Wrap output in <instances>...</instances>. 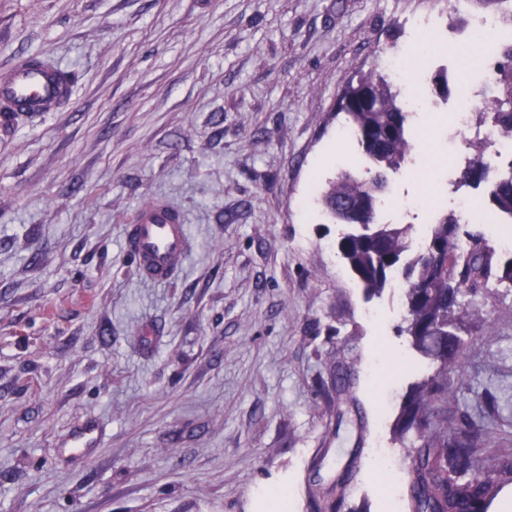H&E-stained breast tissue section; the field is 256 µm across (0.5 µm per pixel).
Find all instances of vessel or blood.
Wrapping results in <instances>:
<instances>
[{"mask_svg":"<svg viewBox=\"0 0 512 512\" xmlns=\"http://www.w3.org/2000/svg\"><path fill=\"white\" fill-rule=\"evenodd\" d=\"M72 85L54 68H35L17 61L0 72V109L6 112H52L71 97ZM127 246L141 272L151 280L168 281L182 263L188 248L187 230L164 205L144 204L128 226ZM98 439L94 422L74 430L68 447L88 453Z\"/></svg>","mask_w":512,"mask_h":512,"instance_id":"vessel-or-blood-1","label":"vessel or blood"}]
</instances>
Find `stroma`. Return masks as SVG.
<instances>
[{
  "label": "stroma",
  "mask_w": 512,
  "mask_h": 512,
  "mask_svg": "<svg viewBox=\"0 0 512 512\" xmlns=\"http://www.w3.org/2000/svg\"><path fill=\"white\" fill-rule=\"evenodd\" d=\"M477 5L449 0H0V71L44 54L78 75L53 112L0 122V512H309L313 465L356 462L347 512H387L378 449L396 461L404 398L421 379L398 332L403 291L367 295L340 258L349 233L319 190L367 161L346 134L345 88L435 45L425 77L464 67ZM456 97L429 93L427 124L389 176L382 212L426 235L457 198L469 144L448 161ZM174 206L188 252L144 277L126 227ZM474 328L448 376V414L512 431V295L466 298ZM357 404L330 423V365ZM496 399L488 412L486 395ZM98 419L92 458L69 457ZM97 439V425L93 421H88L74 430L67 445L74 452L87 454L95 447Z\"/></svg>",
  "instance_id": "obj_1"
}]
</instances>
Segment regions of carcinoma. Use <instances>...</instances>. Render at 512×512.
I'll list each match as a JSON object with an SVG mask.
<instances>
[{
    "instance_id": "1",
    "label": "carcinoma",
    "mask_w": 512,
    "mask_h": 512,
    "mask_svg": "<svg viewBox=\"0 0 512 512\" xmlns=\"http://www.w3.org/2000/svg\"><path fill=\"white\" fill-rule=\"evenodd\" d=\"M491 2L501 6L503 26L491 45L492 98L478 112L477 126L489 122L512 137V0ZM398 97L394 84L380 74L349 86L340 111L347 114L368 166L338 173L321 190V201L338 223L358 227L342 237L339 253L368 293H382L395 273L402 277L405 314L398 331L433 367L408 392L398 420L408 464L409 512H480L492 485L478 457L488 433L470 423L448 424V372L460 364L472 329L463 298L492 287L511 290L512 251L461 226L452 214L437 217L419 246L413 225L379 220L388 174L399 170L413 149L411 113ZM462 186L484 187L492 216L512 224V168L492 174L482 156L470 158L457 184ZM353 478L349 467L321 486L320 469H315L309 499L317 512L323 502L328 512H340Z\"/></svg>"
}]
</instances>
